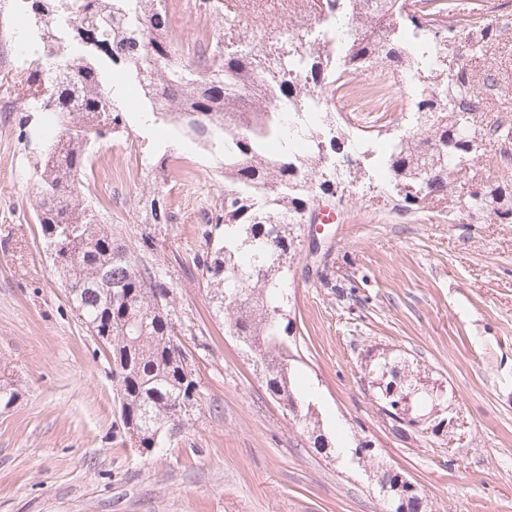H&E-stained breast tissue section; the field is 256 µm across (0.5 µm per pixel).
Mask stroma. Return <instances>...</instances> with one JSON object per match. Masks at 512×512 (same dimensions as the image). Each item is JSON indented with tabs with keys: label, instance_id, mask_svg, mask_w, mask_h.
Segmentation results:
<instances>
[{
	"label": "stroma",
	"instance_id": "stroma-1",
	"mask_svg": "<svg viewBox=\"0 0 512 512\" xmlns=\"http://www.w3.org/2000/svg\"><path fill=\"white\" fill-rule=\"evenodd\" d=\"M164 0L183 54L195 55L226 29L259 38L292 0ZM32 27L13 0H0V367L19 390L0 408V512H383L367 472L314 448L266 392L263 366L209 307L204 281L175 267L180 340L193 365L198 404L171 445L146 451L122 428L112 367L83 329L43 247L35 192L39 134L12 77ZM474 72H500L501 97L482 116L512 111V30L492 54H464ZM372 74L350 76L333 96L351 105L339 133L360 178L336 180L327 205L335 224H301V252L289 275L296 319L299 386L315 391V418L328 441L372 440L384 465L403 470L433 512H512V224L469 215L472 184L496 182L501 167L463 171L449 206L398 214L382 196L395 112L361 95ZM127 135L95 143L79 177L82 194L113 231L143 229L137 203L162 188L177 219L152 232L188 258L195 228L224 189L222 154L143 121L142 92L118 97ZM169 149L157 181L154 151ZM401 352L422 376L445 385L464 423L463 440L397 437L370 401L364 366Z\"/></svg>",
	"mask_w": 512,
	"mask_h": 512
}]
</instances>
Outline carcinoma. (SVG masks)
Listing matches in <instances>:
<instances>
[{
  "instance_id": "obj_1",
  "label": "carcinoma",
  "mask_w": 512,
  "mask_h": 512,
  "mask_svg": "<svg viewBox=\"0 0 512 512\" xmlns=\"http://www.w3.org/2000/svg\"><path fill=\"white\" fill-rule=\"evenodd\" d=\"M34 22L32 59L20 76L26 101L43 126L58 130L45 148L37 187V220L55 271L69 291L81 323L108 340L125 431L137 432L151 451L179 435L197 406V382L172 306V277L151 232L127 241L107 219L79 199L78 175L94 137L126 129L107 85L115 75L136 81L155 119L224 154V192L204 216L192 268L210 290L215 316L259 356L265 386L277 401L295 400L296 420L309 432V393L292 382L296 330L288 314L286 284L297 254V226L316 208L317 194H336L330 150L338 118L327 109L306 125L310 149H290L285 109L346 73L391 71L417 78L420 92L409 130L392 138L384 158V190L400 212L452 198L463 169L484 162L483 142L508 153L512 127L477 120L485 105L469 71L448 66L459 48L456 6L426 0H313L325 38L295 34L280 46L243 52L229 41L208 45L192 60L166 34L162 0H16ZM136 27L145 38H125ZM500 31L473 22L470 47L493 45ZM330 138H325V135ZM494 202L492 219L512 224L507 188L479 184ZM139 211L148 225L170 224L174 213L162 191L144 194ZM123 299L108 301L110 291ZM401 357L371 366L390 386ZM390 484L410 486L398 471L374 463L369 443L355 446Z\"/></svg>"
}]
</instances>
